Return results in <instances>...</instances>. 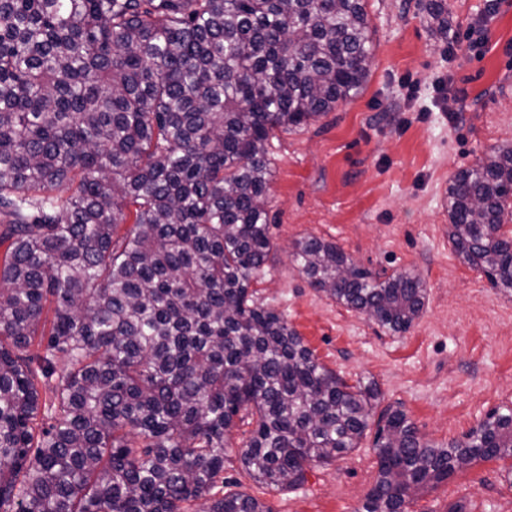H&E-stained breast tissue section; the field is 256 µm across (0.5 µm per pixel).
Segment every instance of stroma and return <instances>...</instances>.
Returning <instances> with one entry per match:
<instances>
[{"label": "stroma", "instance_id": "stroma-1", "mask_svg": "<svg viewBox=\"0 0 512 512\" xmlns=\"http://www.w3.org/2000/svg\"><path fill=\"white\" fill-rule=\"evenodd\" d=\"M426 0H368L374 48L361 91L308 124L275 132L266 210L272 249L252 283L318 361L348 382L375 384L379 408L401 407L422 440L460 438L493 409L512 407V293L464 263L448 236V181L512 143V0H499L485 45L464 51L487 0H447L449 53ZM315 236L382 275L412 273L421 316L390 334L312 288L292 256ZM235 429L224 478L270 512H358L378 465L373 433L307 471L292 491L253 481ZM406 512H512V468L478 462L415 496Z\"/></svg>", "mask_w": 512, "mask_h": 512}]
</instances>
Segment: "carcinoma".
I'll list each match as a JSON object with an SVG mask.
<instances>
[{
	"label": "carcinoma",
	"mask_w": 512,
	"mask_h": 512,
	"mask_svg": "<svg viewBox=\"0 0 512 512\" xmlns=\"http://www.w3.org/2000/svg\"><path fill=\"white\" fill-rule=\"evenodd\" d=\"M448 41V5L426 0ZM366 0H0V512H270L230 490L224 448L294 490L359 447L379 397L317 361L250 286L272 248L274 131L369 74ZM512 145L448 184L449 237L512 290L498 235ZM310 285L392 334L426 289L299 240ZM63 360L66 368L57 369ZM363 512L512 460V408L423 442L381 412Z\"/></svg>",
	"instance_id": "1"
}]
</instances>
